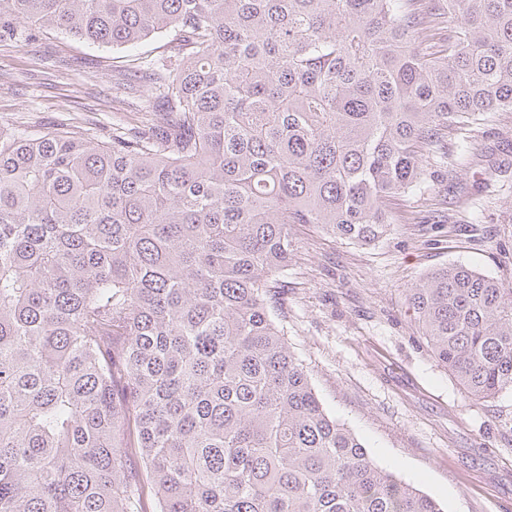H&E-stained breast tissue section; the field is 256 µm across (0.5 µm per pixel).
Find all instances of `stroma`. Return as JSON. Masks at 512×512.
<instances>
[{
    "instance_id": "obj_1",
    "label": "stroma",
    "mask_w": 512,
    "mask_h": 512,
    "mask_svg": "<svg viewBox=\"0 0 512 512\" xmlns=\"http://www.w3.org/2000/svg\"><path fill=\"white\" fill-rule=\"evenodd\" d=\"M88 45L56 31L0 42V131L67 125L111 138L141 104L112 75L164 51ZM448 162L424 155V190L391 200L369 246L290 227L293 253L270 301L328 413L381 468L443 512H512V388L474 401L431 353L406 301L429 271L463 265L512 288V112L461 119Z\"/></svg>"
}]
</instances>
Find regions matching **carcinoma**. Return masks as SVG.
<instances>
[{
	"instance_id": "1",
	"label": "carcinoma",
	"mask_w": 512,
	"mask_h": 512,
	"mask_svg": "<svg viewBox=\"0 0 512 512\" xmlns=\"http://www.w3.org/2000/svg\"><path fill=\"white\" fill-rule=\"evenodd\" d=\"M455 23L432 51L444 23ZM93 46L173 33L112 79L160 107L0 132V512H441L326 412L268 307L291 224L370 245L464 114L512 112V0H0ZM474 399L512 387V288L406 294Z\"/></svg>"
}]
</instances>
